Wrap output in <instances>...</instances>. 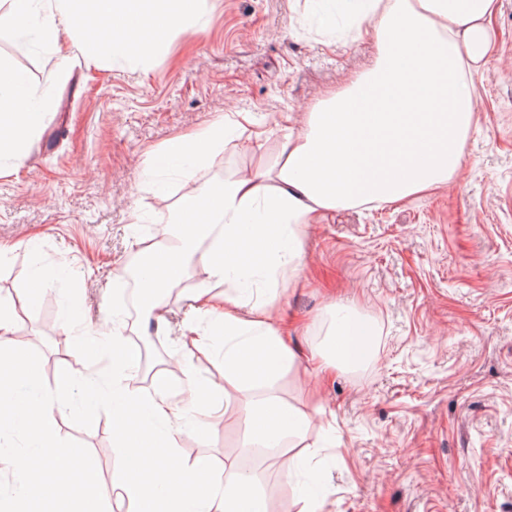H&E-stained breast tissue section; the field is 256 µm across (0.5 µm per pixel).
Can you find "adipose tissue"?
<instances>
[{"label":"adipose tissue","instance_id":"obj_1","mask_svg":"<svg viewBox=\"0 0 512 512\" xmlns=\"http://www.w3.org/2000/svg\"><path fill=\"white\" fill-rule=\"evenodd\" d=\"M0 30L37 28L45 42L69 29L83 56L138 60L196 26L206 0H9ZM498 0H365L357 37L376 47L373 66L322 101L306 119L271 131L254 113L233 112L190 136L170 139L148 173L201 165L231 142L259 148L280 137L278 167L212 180L175 203L181 229L141 251L135 278L144 314L175 287L189 263L208 279L192 297L196 321L183 344L209 349V325L224 328V376L255 392L246 442L304 447L310 419L266 388L300 360L269 302H251L256 277L297 272L301 229L338 207L394 205L438 189L460 169L475 118L469 78L494 40ZM46 96L0 59V155L22 158L39 129ZM377 327L351 306H334L331 340L320 355L343 368L372 356Z\"/></svg>","mask_w":512,"mask_h":512}]
</instances>
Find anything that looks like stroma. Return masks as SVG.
<instances>
[{
    "instance_id": "obj_1",
    "label": "stroma",
    "mask_w": 512,
    "mask_h": 512,
    "mask_svg": "<svg viewBox=\"0 0 512 512\" xmlns=\"http://www.w3.org/2000/svg\"><path fill=\"white\" fill-rule=\"evenodd\" d=\"M203 22L204 32L174 34L145 66L88 62L65 30L54 45L34 30L0 33V56L49 94L26 156L0 158V245L10 249L0 300L13 303L12 334L39 352L47 386L61 370L85 377L106 366L74 350L78 329L64 309L101 324L151 225L165 239L174 232L171 202L208 179L273 165L279 143L226 149L161 192L145 187L150 151L229 112L269 125L304 116L376 55L345 26L323 25L309 0H207ZM492 28L495 43L472 77L477 121L459 177L402 204L324 213L304 231L297 286L258 293L275 299L307 357L310 381L285 370L271 390L311 416L308 453L325 512H512V0H499ZM135 208L147 221L134 227ZM206 278L191 263L161 322L128 304L126 336L146 356L140 389H150L155 365L176 381L186 365L223 384L222 331L207 351L181 343L189 298ZM340 301L380 331L374 358L354 372L308 357ZM248 398L227 388L211 440L186 436L178 451L190 463L233 465L263 491L284 486L278 449L243 444ZM56 433L88 448L105 503L115 504L109 416L86 429L63 415Z\"/></svg>"
}]
</instances>
